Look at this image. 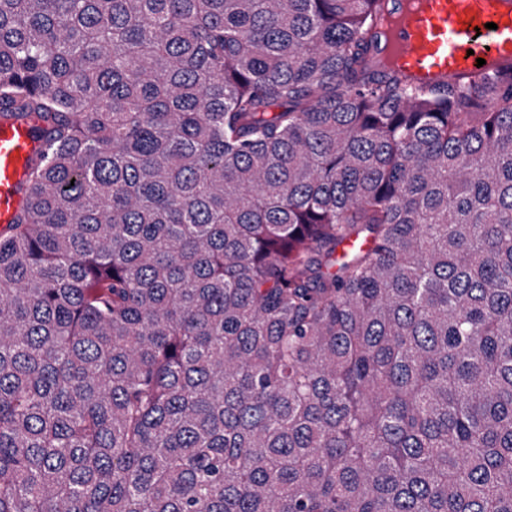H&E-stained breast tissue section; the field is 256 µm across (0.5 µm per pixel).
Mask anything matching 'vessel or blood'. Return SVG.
Returning a JSON list of instances; mask_svg holds the SVG:
<instances>
[{
  "mask_svg": "<svg viewBox=\"0 0 512 512\" xmlns=\"http://www.w3.org/2000/svg\"><path fill=\"white\" fill-rule=\"evenodd\" d=\"M388 47L420 86L497 72L512 63V0H415ZM41 148L27 125L0 121V224L12 223L21 208L27 164Z\"/></svg>",
  "mask_w": 512,
  "mask_h": 512,
  "instance_id": "obj_1",
  "label": "vessel or blood"
}]
</instances>
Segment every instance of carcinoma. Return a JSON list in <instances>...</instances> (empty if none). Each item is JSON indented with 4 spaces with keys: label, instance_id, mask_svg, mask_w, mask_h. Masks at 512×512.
I'll use <instances>...</instances> for the list:
<instances>
[{
    "label": "carcinoma",
    "instance_id": "obj_1",
    "mask_svg": "<svg viewBox=\"0 0 512 512\" xmlns=\"http://www.w3.org/2000/svg\"><path fill=\"white\" fill-rule=\"evenodd\" d=\"M387 0H0V512H512V65ZM413 1L412 9L391 33L387 48L393 53L395 67L417 78L411 86L462 83L474 73L497 72L495 63L511 64L512 2ZM486 23H495L497 29L486 28ZM469 49L474 54L467 56ZM478 58L493 63L477 68ZM42 149L41 142L21 123L0 121V224H11L24 202L22 188L28 160Z\"/></svg>",
    "mask_w": 512,
    "mask_h": 512
}]
</instances>
